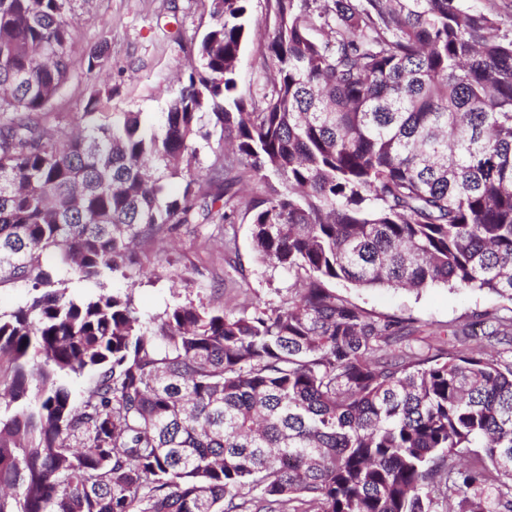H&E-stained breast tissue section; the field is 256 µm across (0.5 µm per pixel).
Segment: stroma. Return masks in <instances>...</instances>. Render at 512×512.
Returning <instances> with one entry per match:
<instances>
[{
    "instance_id": "obj_1",
    "label": "stroma",
    "mask_w": 512,
    "mask_h": 512,
    "mask_svg": "<svg viewBox=\"0 0 512 512\" xmlns=\"http://www.w3.org/2000/svg\"><path fill=\"white\" fill-rule=\"evenodd\" d=\"M70 7L75 22L73 68L43 115V125L52 132L71 129L94 90L111 92L110 111L138 112L145 122H158L187 76L191 44L207 28L202 0H70ZM103 42L110 47L109 57L88 69L87 53ZM235 175V222L227 232L191 224L164 240L142 243L126 274L111 277L109 287L133 290L148 315L187 301L236 314L281 306L294 294L299 279L255 258L248 204L263 196L265 187L248 169H238ZM336 292L375 316L411 319V342L425 349L446 343L449 326L504 304L483 292L443 285L358 290L340 284Z\"/></svg>"
}]
</instances>
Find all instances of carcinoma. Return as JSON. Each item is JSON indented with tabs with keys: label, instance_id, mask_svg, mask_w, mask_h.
<instances>
[{
	"label": "carcinoma",
	"instance_id": "cac0c4a2",
	"mask_svg": "<svg viewBox=\"0 0 512 512\" xmlns=\"http://www.w3.org/2000/svg\"><path fill=\"white\" fill-rule=\"evenodd\" d=\"M69 0H0V512H512V308L446 348L332 284L434 285L512 302V36L463 0H251L210 24L161 122L89 94L76 134L41 114L69 79ZM220 130L217 146L212 131ZM285 190L253 200L257 259L302 287L235 315L147 319L103 282L130 246L232 224L233 160ZM213 159L195 172L200 155ZM74 280L98 291L68 293ZM94 383L76 397L71 382ZM264 44L263 31L254 29L249 41L244 46L239 59L240 90L248 95L257 85L265 81V74L254 66V59ZM29 296V288L24 282L0 285V312H7L24 303Z\"/></svg>",
	"mask_w": 512,
	"mask_h": 512
}]
</instances>
